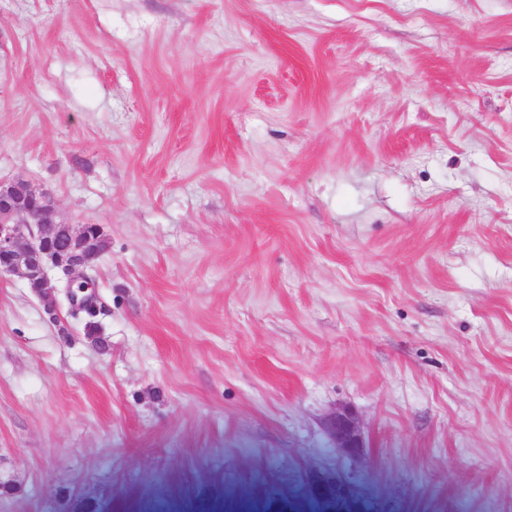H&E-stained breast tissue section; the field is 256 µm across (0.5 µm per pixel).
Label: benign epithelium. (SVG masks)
Instances as JSON below:
<instances>
[{
    "mask_svg": "<svg viewBox=\"0 0 512 512\" xmlns=\"http://www.w3.org/2000/svg\"><path fill=\"white\" fill-rule=\"evenodd\" d=\"M55 195L33 187L24 179L0 181V276L16 275L42 301L44 313L59 321L58 290L65 296L73 317L95 319L100 308L95 294L79 297L92 282L84 271L109 247L100 224H66L57 219ZM66 276L65 286L52 281L47 268ZM336 447L354 454L364 447L355 414L342 409L332 423Z\"/></svg>",
    "mask_w": 512,
    "mask_h": 512,
    "instance_id": "obj_1",
    "label": "benign epithelium"
}]
</instances>
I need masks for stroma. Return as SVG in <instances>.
I'll return each instance as SVG.
<instances>
[{
    "mask_svg": "<svg viewBox=\"0 0 512 512\" xmlns=\"http://www.w3.org/2000/svg\"><path fill=\"white\" fill-rule=\"evenodd\" d=\"M18 178L110 246L0 277V512H512V0H0ZM332 432L336 448L354 454L365 446L357 418L355 414L348 409H342L336 412V418L332 423Z\"/></svg>",
    "mask_w": 512,
    "mask_h": 512,
    "instance_id": "obj_1",
    "label": "stroma"
}]
</instances>
